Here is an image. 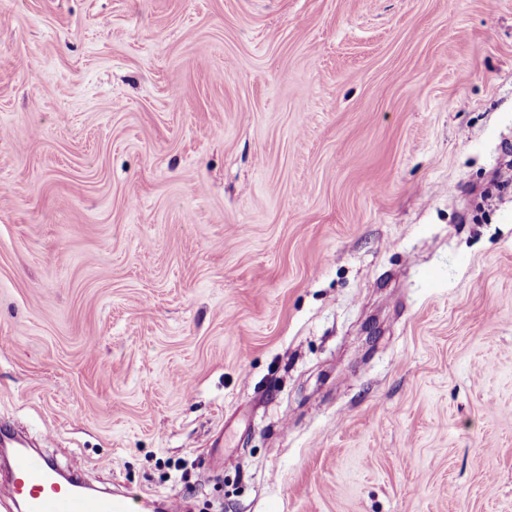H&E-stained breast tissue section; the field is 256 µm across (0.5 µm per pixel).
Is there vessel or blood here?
<instances>
[{
    "label": "vessel or blood",
    "instance_id": "vessel-or-blood-1",
    "mask_svg": "<svg viewBox=\"0 0 512 512\" xmlns=\"http://www.w3.org/2000/svg\"><path fill=\"white\" fill-rule=\"evenodd\" d=\"M12 491L24 512H134L137 504L123 490L88 495L58 481L51 462L26 448L13 456Z\"/></svg>",
    "mask_w": 512,
    "mask_h": 512
}]
</instances>
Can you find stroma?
<instances>
[{"mask_svg": "<svg viewBox=\"0 0 512 512\" xmlns=\"http://www.w3.org/2000/svg\"><path fill=\"white\" fill-rule=\"evenodd\" d=\"M512 0H0V424L143 512H512Z\"/></svg>", "mask_w": 512, "mask_h": 512, "instance_id": "obj_1", "label": "stroma"}]
</instances>
